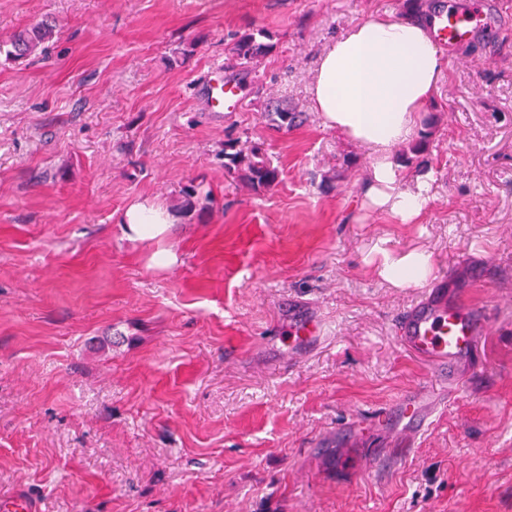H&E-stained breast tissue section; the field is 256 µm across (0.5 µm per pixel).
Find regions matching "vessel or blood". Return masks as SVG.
<instances>
[{"mask_svg": "<svg viewBox=\"0 0 512 512\" xmlns=\"http://www.w3.org/2000/svg\"><path fill=\"white\" fill-rule=\"evenodd\" d=\"M490 22L482 13L469 16L440 13L433 20V35L442 45L454 48L486 36ZM210 111L237 107L241 101L237 84L225 80L220 67H212L204 87ZM492 326L487 308L450 298L442 283L427 285L420 299L401 313L395 323L399 344L413 357L427 363L435 381L456 385L462 373L475 362L479 341ZM290 349L304 350L322 337L320 320L304 317L289 325ZM431 416V393L417 388L402 394L377 417L387 423L397 417L405 421L410 435H418Z\"/></svg>", "mask_w": 512, "mask_h": 512, "instance_id": "b4317fda", "label": "vessel or blood"}]
</instances>
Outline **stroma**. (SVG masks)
Returning a JSON list of instances; mask_svg holds the SVG:
<instances>
[{
    "instance_id": "obj_1",
    "label": "stroma",
    "mask_w": 512,
    "mask_h": 512,
    "mask_svg": "<svg viewBox=\"0 0 512 512\" xmlns=\"http://www.w3.org/2000/svg\"><path fill=\"white\" fill-rule=\"evenodd\" d=\"M485 10L499 37L456 49L417 125L429 149L414 224L361 209L367 149L325 128L309 86L322 51L406 0H0V41L40 20L47 53L0 58V499L35 512H512V0H419ZM272 49L233 112L203 83L231 34ZM301 112L279 126L269 99ZM280 171L259 191L224 170L226 137ZM199 194L184 204L182 188ZM150 198L173 216L147 243L122 233ZM424 251L493 324L431 423L344 447L350 421L430 372L395 338L419 297L384 255ZM176 261L155 265L154 252ZM324 322L288 357L294 311Z\"/></svg>"
}]
</instances>
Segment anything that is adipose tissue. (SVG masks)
I'll list each match as a JSON object with an SVG mask.
<instances>
[{
    "mask_svg": "<svg viewBox=\"0 0 512 512\" xmlns=\"http://www.w3.org/2000/svg\"><path fill=\"white\" fill-rule=\"evenodd\" d=\"M443 70V53L427 25L390 14L355 25L321 54L311 83L312 105L325 127L369 152L363 208L402 224L421 216L428 202L427 177L417 176L415 188L403 187L394 150L413 134ZM123 224L128 239L144 241L168 234L172 217L146 198L127 208ZM430 272L428 256L412 251L386 263L382 274L404 286Z\"/></svg>",
    "mask_w": 512,
    "mask_h": 512,
    "instance_id": "1",
    "label": "adipose tissue"
}]
</instances>
